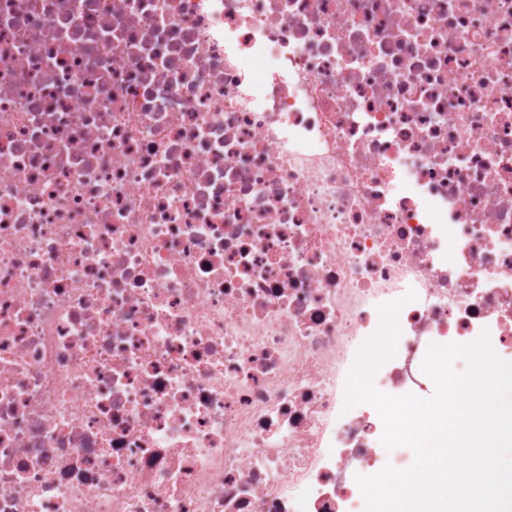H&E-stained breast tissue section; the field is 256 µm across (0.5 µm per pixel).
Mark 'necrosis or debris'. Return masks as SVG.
I'll return each instance as SVG.
<instances>
[{
  "mask_svg": "<svg viewBox=\"0 0 512 512\" xmlns=\"http://www.w3.org/2000/svg\"><path fill=\"white\" fill-rule=\"evenodd\" d=\"M398 299L512 361V0H0V512H366Z\"/></svg>",
  "mask_w": 512,
  "mask_h": 512,
  "instance_id": "obj_1",
  "label": "necrosis or debris"
}]
</instances>
